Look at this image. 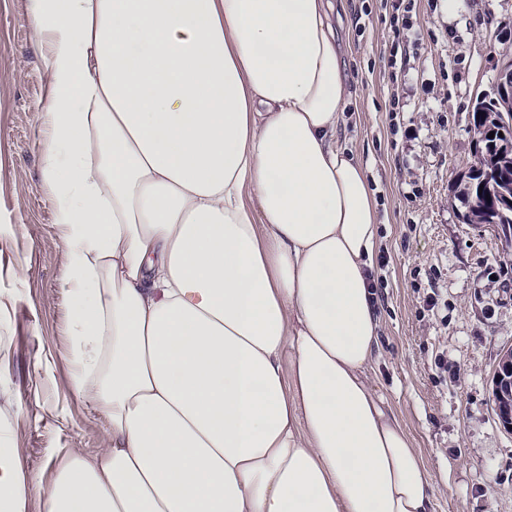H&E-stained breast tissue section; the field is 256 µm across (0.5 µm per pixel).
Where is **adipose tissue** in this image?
Here are the masks:
<instances>
[{"label":"adipose tissue","mask_w":512,"mask_h":512,"mask_svg":"<svg viewBox=\"0 0 512 512\" xmlns=\"http://www.w3.org/2000/svg\"><path fill=\"white\" fill-rule=\"evenodd\" d=\"M331 0H27L71 390L108 438L0 512H430L376 395L378 213Z\"/></svg>","instance_id":"obj_1"}]
</instances>
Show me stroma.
Returning a JSON list of instances; mask_svg holds the SVG:
<instances>
[{
  "instance_id": "stroma-1",
  "label": "stroma",
  "mask_w": 512,
  "mask_h": 512,
  "mask_svg": "<svg viewBox=\"0 0 512 512\" xmlns=\"http://www.w3.org/2000/svg\"><path fill=\"white\" fill-rule=\"evenodd\" d=\"M343 0L331 22L349 93L340 141L366 167L379 214L372 275L381 319L374 389L419 448L432 512H512V430L493 379L512 349V246L464 223L454 196L475 165L472 109L512 60V0ZM45 46L26 0H0V449L54 478L67 449L105 441L70 389L62 231L41 174ZM26 265L25 279L15 269Z\"/></svg>"
}]
</instances>
